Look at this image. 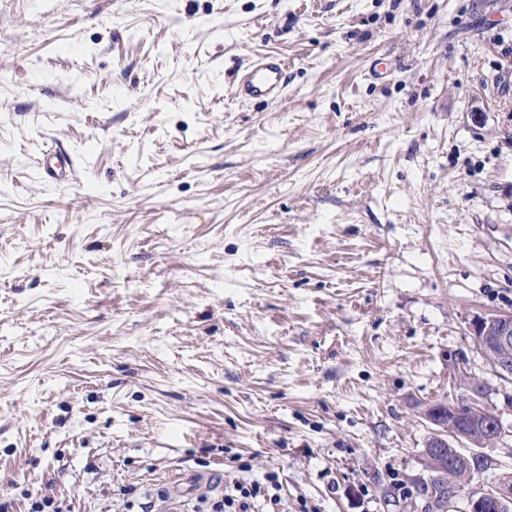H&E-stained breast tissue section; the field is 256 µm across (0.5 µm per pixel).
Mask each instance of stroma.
Wrapping results in <instances>:
<instances>
[{"mask_svg": "<svg viewBox=\"0 0 512 512\" xmlns=\"http://www.w3.org/2000/svg\"><path fill=\"white\" fill-rule=\"evenodd\" d=\"M268 54L282 98H237ZM506 74L512 0H0V494L422 512L468 376L507 433L449 512L512 474L470 333L512 314ZM43 157L44 178L50 182H65L71 179L73 162L66 149L60 146L52 147L44 151ZM265 486L252 482L249 485L237 482L231 493H225L224 497L203 499L199 508L194 512H251L250 501L258 496L267 495ZM234 492V493H233ZM263 494V495H262Z\"/></svg>", "mask_w": 512, "mask_h": 512, "instance_id": "35a3bbf8", "label": "stroma"}]
</instances>
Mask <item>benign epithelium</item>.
I'll list each match as a JSON object with an SVG mask.
<instances>
[{"label": "benign epithelium", "mask_w": 512, "mask_h": 512, "mask_svg": "<svg viewBox=\"0 0 512 512\" xmlns=\"http://www.w3.org/2000/svg\"><path fill=\"white\" fill-rule=\"evenodd\" d=\"M473 339L483 356L493 361L495 371L504 378L512 377V359L508 352L512 351V315H493L482 317L472 325ZM479 419L458 421L456 410L447 406V411L437 409L432 404L424 411L426 420L432 425L431 436L426 444V455L440 458V464L448 470V474L465 475L471 471L470 464H461L457 456L443 455V449L449 447L454 440H469L468 431L482 429L491 434L495 440L505 434L504 424L500 413L490 414L480 406H475ZM494 505L497 510L512 507V484L497 483L488 488H480L468 493V512H487L488 506Z\"/></svg>", "instance_id": "7a95c632"}]
</instances>
